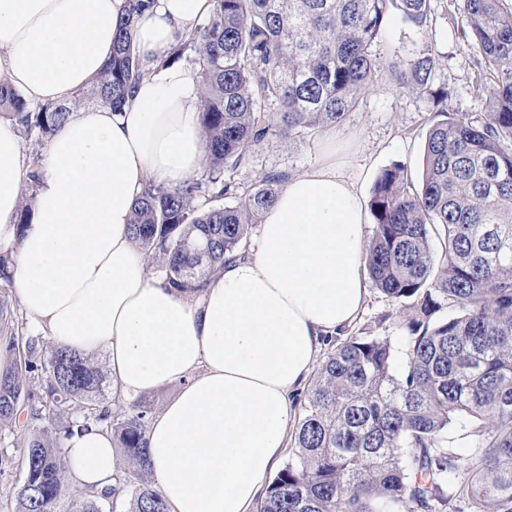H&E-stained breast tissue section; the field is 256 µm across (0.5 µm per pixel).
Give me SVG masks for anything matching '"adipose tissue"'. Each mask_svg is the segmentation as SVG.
<instances>
[{
    "label": "adipose tissue",
    "mask_w": 512,
    "mask_h": 512,
    "mask_svg": "<svg viewBox=\"0 0 512 512\" xmlns=\"http://www.w3.org/2000/svg\"><path fill=\"white\" fill-rule=\"evenodd\" d=\"M127 0H0V80L32 102L73 100L112 56ZM214 0H154L133 46L145 70L122 112L75 109L31 176L14 124L0 120V247L14 290L55 344L101 352L114 395L176 386L149 421V466L169 512H254L287 448L291 397L324 341L367 297L366 211L331 153L289 178L263 215L252 255L199 295L150 274L130 235L146 182L173 188L206 152L193 73L165 65ZM31 221L17 234L23 196ZM69 479L113 486L110 432L65 442Z\"/></svg>",
    "instance_id": "obj_1"
}]
</instances>
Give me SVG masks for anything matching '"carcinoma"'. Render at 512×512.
<instances>
[{
	"mask_svg": "<svg viewBox=\"0 0 512 512\" xmlns=\"http://www.w3.org/2000/svg\"><path fill=\"white\" fill-rule=\"evenodd\" d=\"M212 15L177 44L170 62L196 68L206 156L174 188L153 182L134 204L132 239L171 288L200 293L243 255L288 170L248 186L235 173L269 145L311 139L336 126L382 69L395 86L436 106L438 59L427 46L384 57L375 45L396 13L426 26L431 0H215ZM152 0H129L112 59L85 93L32 104L0 82V116L41 143L91 98L117 112L144 71L131 29ZM484 62L487 111L442 113L426 135L415 183L395 164L375 180L365 268L372 286L401 304V357L383 336H350L320 363L294 430L295 457L268 483L260 512H512V5L451 0ZM0 338L22 358L0 372V428L18 400L42 430L27 440L14 512H168L146 453L151 410H117L97 398L104 374L91 357L39 337ZM98 426L123 449L116 487L92 492L67 478L60 441ZM460 430L471 449L452 446Z\"/></svg>",
	"mask_w": 512,
	"mask_h": 512,
	"instance_id": "cac0c4a2",
	"label": "carcinoma"
}]
</instances>
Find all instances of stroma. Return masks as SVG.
I'll use <instances>...</instances> for the list:
<instances>
[{"mask_svg":"<svg viewBox=\"0 0 512 512\" xmlns=\"http://www.w3.org/2000/svg\"><path fill=\"white\" fill-rule=\"evenodd\" d=\"M427 46L438 56V81L448 93L444 103L447 112L467 116L484 112L485 97L475 84L482 57L472 40L464 36L461 17L449 0H431L430 18L420 30L406 27L398 15H391L378 51L385 54L396 49L408 54ZM432 116L427 100L397 90L384 73L340 125L306 141L259 151L253 166L240 171L239 178L249 183L268 169L304 173L320 162L322 145L332 136L336 139L337 167L367 200L379 173L391 165H405L409 176L418 178ZM346 333L386 336L398 347L407 333V319L397 304L373 288ZM32 432V425L24 417L15 427L0 429V512L14 510L25 477L23 441Z\"/></svg>","mask_w":512,"mask_h":512,"instance_id":"stroma-1","label":"stroma"}]
</instances>
